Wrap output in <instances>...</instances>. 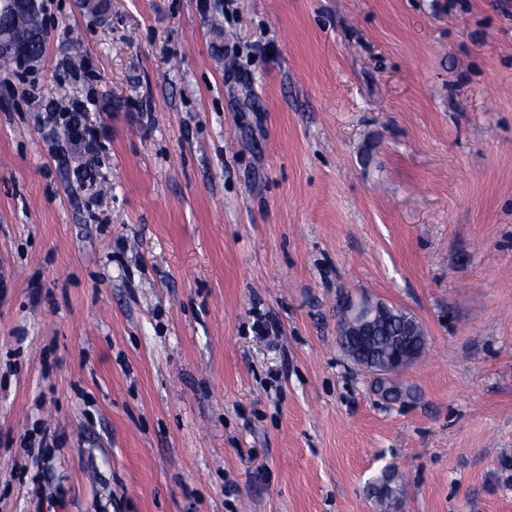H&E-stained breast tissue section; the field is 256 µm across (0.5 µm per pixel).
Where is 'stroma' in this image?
I'll use <instances>...</instances> for the list:
<instances>
[{
    "mask_svg": "<svg viewBox=\"0 0 512 512\" xmlns=\"http://www.w3.org/2000/svg\"><path fill=\"white\" fill-rule=\"evenodd\" d=\"M0 67V512H512V0H36ZM84 101L93 177L45 111ZM413 314L389 403L336 303ZM271 330L259 332L258 323ZM396 492V488L392 486V477L387 471L368 483V495L375 500L381 512L390 509Z\"/></svg>",
    "mask_w": 512,
    "mask_h": 512,
    "instance_id": "1",
    "label": "stroma"
}]
</instances>
